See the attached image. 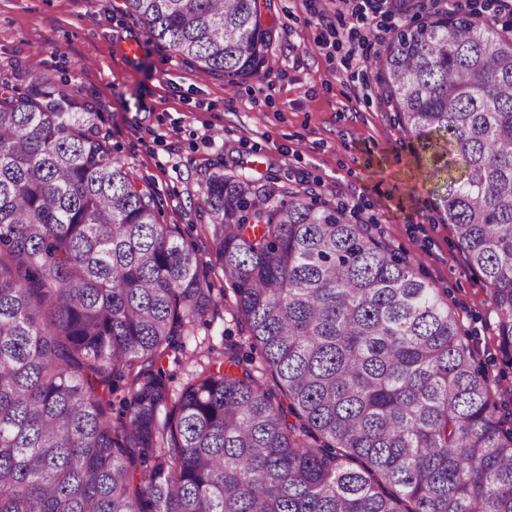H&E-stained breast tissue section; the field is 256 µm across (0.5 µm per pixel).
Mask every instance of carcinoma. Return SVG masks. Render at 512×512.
<instances>
[{
    "label": "carcinoma",
    "instance_id": "cac0c4a2",
    "mask_svg": "<svg viewBox=\"0 0 512 512\" xmlns=\"http://www.w3.org/2000/svg\"><path fill=\"white\" fill-rule=\"evenodd\" d=\"M440 2L376 66L512 366V37ZM125 8L228 88L271 69L259 0ZM97 119L51 82L0 88V512H512V428L455 312L306 191L209 180L205 233L259 360L198 342L172 394L159 363L224 289Z\"/></svg>",
    "mask_w": 512,
    "mask_h": 512
}]
</instances>
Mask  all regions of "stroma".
Here are the masks:
<instances>
[{
	"instance_id": "stroma-1",
	"label": "stroma",
	"mask_w": 512,
	"mask_h": 512,
	"mask_svg": "<svg viewBox=\"0 0 512 512\" xmlns=\"http://www.w3.org/2000/svg\"><path fill=\"white\" fill-rule=\"evenodd\" d=\"M276 25L269 72L228 90L167 48L148 43L124 0H0V84L25 94L31 81L66 84L98 114L101 137L153 189L159 220L195 244L215 287L226 282L211 239L206 186L217 173H242L312 189L398 255L414 260L454 310L463 340L485 369L497 401L512 406V374H502L489 289L471 271L452 225L436 212L440 185L428 179L418 143L382 96L379 73L347 59L356 35L368 56L384 52L379 30L412 22L401 12L333 26V0H264ZM143 42L135 58L127 40ZM197 339L216 349L242 343L234 297L198 324Z\"/></svg>"
}]
</instances>
